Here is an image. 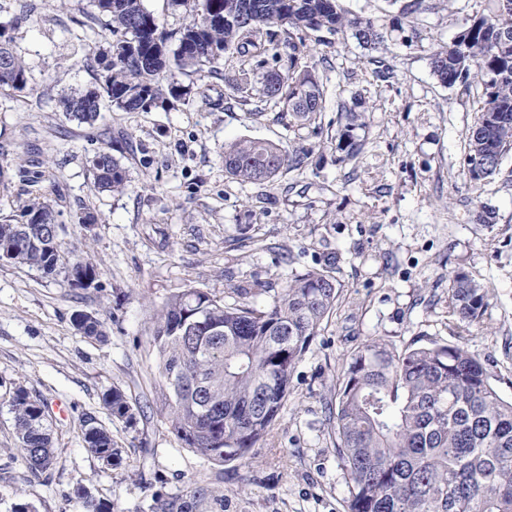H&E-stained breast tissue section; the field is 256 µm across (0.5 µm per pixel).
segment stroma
Masks as SVG:
<instances>
[{
	"label": "stroma",
	"instance_id": "stroma-1",
	"mask_svg": "<svg viewBox=\"0 0 512 512\" xmlns=\"http://www.w3.org/2000/svg\"><path fill=\"white\" fill-rule=\"evenodd\" d=\"M0 0V32L30 70L26 90H0V216L20 218L32 199L59 213L63 252L99 264L97 284L70 287L0 263V512L17 498L39 512H74L76 486L111 502L113 512H142L152 492L223 489L224 512H347V473L328 421L350 356L364 343L388 349L433 342L458 345L483 362L497 394L512 401V152L481 184L466 174V133L475 114L459 89L432 73L429 56L447 45L488 0H340L349 14L387 34L382 49L351 34L306 36L325 92L318 121L299 125L259 88L240 99L220 74H162L185 87L146 112L102 105L93 124L63 110L64 97L97 86L92 62L106 48L104 22H86L90 0ZM84 22L83 41L70 32ZM359 99L360 146L341 159L340 114ZM250 139L301 154V167L263 184L224 169V148ZM112 147L128 174L123 192L93 188L89 160ZM495 214L478 224L480 208ZM97 218L83 227L80 216ZM327 269L339 290L335 308L297 364L290 393L266 440L245 466L217 467L182 448L157 401L151 346L156 312L167 297L198 288L234 303L231 287L255 280L266 306L294 276ZM465 271L490 299L479 322L461 327L448 274ZM98 314L106 341L76 331V313ZM49 409L60 463L34 476L18 452L10 397L16 387ZM120 387L137 410L135 426L110 415L101 397ZM95 415L123 450L104 466L84 446L80 424Z\"/></svg>",
	"mask_w": 512,
	"mask_h": 512
}]
</instances>
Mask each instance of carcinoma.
Here are the masks:
<instances>
[{"mask_svg":"<svg viewBox=\"0 0 512 512\" xmlns=\"http://www.w3.org/2000/svg\"><path fill=\"white\" fill-rule=\"evenodd\" d=\"M193 3L178 37L167 32L144 0H93L107 18L108 47L93 57L104 82L63 101L81 123L95 120L103 102L123 112H146L163 98L158 75L179 70L215 72L227 53L243 56L225 78L238 93L256 77L250 60L276 66L261 78L266 98L302 124L323 112L324 89L312 70L298 68L306 56L303 37H288L285 53L274 28L343 33L351 30L365 47L387 40L374 23L348 16L339 0H176ZM489 13L468 19L455 38L430 56L433 75L468 91L482 82V97L470 102L476 119L466 133V164L475 183L493 176L512 149V0H488ZM28 68L11 42H0V89L23 91ZM304 157L279 145L242 140L224 149L232 178L262 184ZM94 187L121 192L127 171L112 152L90 160ZM25 224L0 222V254L47 277L65 273L74 288L93 286L99 267L88 257L65 262L57 214L36 199ZM450 305L471 325L488 304L489 291L456 270L448 274ZM239 301L199 288L171 295L159 310L152 334L158 357L157 389L171 432L182 446L217 465L244 461L279 417L296 364L336 304L338 287L328 271L294 277L267 306L251 299L268 292L260 282L234 288ZM82 336L106 337L104 322L91 313L73 318ZM109 413L129 425L136 413L119 387L102 397ZM10 406L27 469L42 475L59 464L44 404L18 387ZM336 450L347 472V512H512V402L493 388L484 364L458 345L432 343L392 351L366 342L347 363L336 406L329 409ZM85 447L107 467L122 461V449L96 417L82 419ZM76 512H112V503L81 485L73 491ZM148 512H224V491L197 485L186 492L151 494Z\"/></svg>","mask_w":512,"mask_h":512,"instance_id":"cac0c4a2","label":"carcinoma"}]
</instances>
